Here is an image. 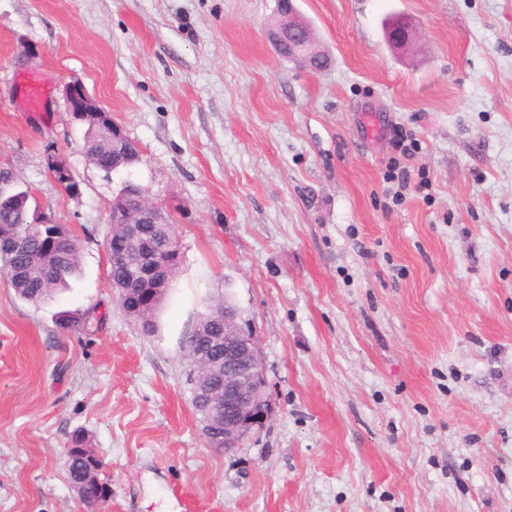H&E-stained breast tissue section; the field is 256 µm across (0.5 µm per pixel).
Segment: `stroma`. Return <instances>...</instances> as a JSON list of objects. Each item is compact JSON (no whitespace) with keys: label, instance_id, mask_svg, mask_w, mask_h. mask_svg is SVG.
<instances>
[{"label":"stroma","instance_id":"1","mask_svg":"<svg viewBox=\"0 0 512 512\" xmlns=\"http://www.w3.org/2000/svg\"><path fill=\"white\" fill-rule=\"evenodd\" d=\"M295 4L323 71L272 48L278 0H0V165L83 239L48 303L0 277V512H88L62 460L79 430L112 490L95 512H184L176 486L211 512H512V0ZM398 16L420 36L402 55ZM73 83L139 163L108 174L83 154ZM126 181L170 211L181 255L150 335L107 277ZM224 298L271 403L229 453L202 432L185 359Z\"/></svg>","mask_w":512,"mask_h":512}]
</instances>
